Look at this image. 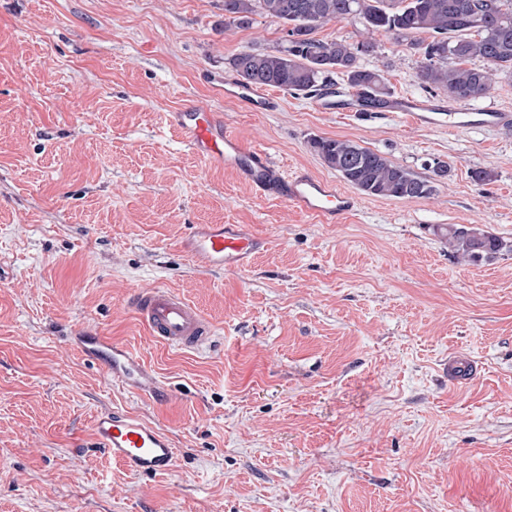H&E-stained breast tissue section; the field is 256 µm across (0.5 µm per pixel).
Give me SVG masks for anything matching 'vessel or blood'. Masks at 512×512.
<instances>
[{
	"instance_id": "obj_1",
	"label": "vessel or blood",
	"mask_w": 512,
	"mask_h": 512,
	"mask_svg": "<svg viewBox=\"0 0 512 512\" xmlns=\"http://www.w3.org/2000/svg\"><path fill=\"white\" fill-rule=\"evenodd\" d=\"M225 101L253 112L275 109L274 92L246 85L238 78L224 80ZM321 112H356L357 93H327L317 98ZM386 111L398 112L420 127L445 126L455 132L470 127L510 128L512 113L495 108L471 109L451 99L397 96L387 99ZM185 136L190 151L207 166L236 175L256 194L286 202L301 214L325 224H340L357 206L356 198L336 183L297 169L283 171L261 147L244 142L219 118L210 104L199 102L169 115ZM266 246L264 238L242 224H193L180 248L200 269L240 272L247 269ZM131 306L151 336L181 348L198 349L211 344L213 325L193 305L159 285L138 289ZM86 354L105 366L114 381L137 392L155 393L161 382L135 349L114 343L93 331L82 334ZM98 448L130 474L163 476L172 472L176 450L159 426L128 411L103 408L91 422Z\"/></svg>"
}]
</instances>
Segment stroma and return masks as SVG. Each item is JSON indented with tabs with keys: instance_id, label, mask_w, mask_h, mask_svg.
Returning <instances> with one entry per match:
<instances>
[{
	"instance_id": "1",
	"label": "stroma",
	"mask_w": 512,
	"mask_h": 512,
	"mask_svg": "<svg viewBox=\"0 0 512 512\" xmlns=\"http://www.w3.org/2000/svg\"><path fill=\"white\" fill-rule=\"evenodd\" d=\"M285 35L225 23L224 0H0V512H512V130L321 112L282 89L272 112L225 102L230 58ZM379 42L366 64L391 95H423L415 56ZM199 99L284 170L337 180L311 142L347 139L436 190L321 223L186 149L167 115ZM192 224L270 245L203 272L178 249ZM449 224L508 248L461 259ZM152 285L198 308L211 346L149 336L129 300ZM86 328L137 350L164 393L82 357ZM457 350L480 364L460 386ZM112 406L170 435L171 474L94 446Z\"/></svg>"
}]
</instances>
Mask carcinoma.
Listing matches in <instances>:
<instances>
[{
	"label": "carcinoma",
	"mask_w": 512,
	"mask_h": 512,
	"mask_svg": "<svg viewBox=\"0 0 512 512\" xmlns=\"http://www.w3.org/2000/svg\"><path fill=\"white\" fill-rule=\"evenodd\" d=\"M255 15L283 25L287 39L273 51L246 50L230 60L237 78L250 85L319 96L341 77L366 99L380 101L388 87L380 71L363 63L377 53L378 34L406 44L425 89L446 90L464 104L487 98L501 77H512V0H224V19L232 25L248 27ZM349 18L363 27L358 41L316 37L323 25ZM474 59L483 65L471 66ZM311 147L364 195L419 199L434 192L430 182L349 140L319 138ZM440 233L451 252L472 262L505 247L465 225L450 224Z\"/></svg>",
	"instance_id": "carcinoma-1"
}]
</instances>
